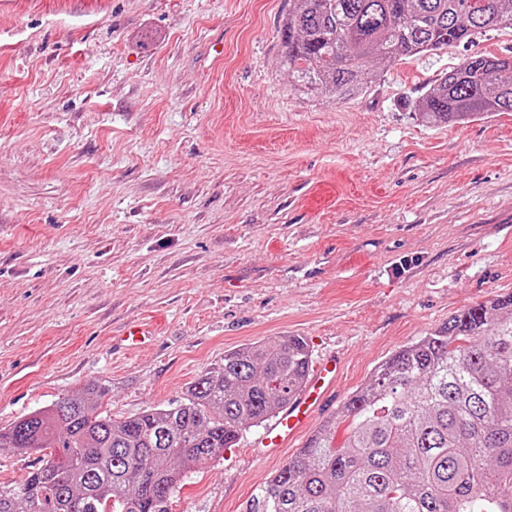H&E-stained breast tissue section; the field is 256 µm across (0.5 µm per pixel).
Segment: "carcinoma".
<instances>
[{
  "instance_id": "1",
  "label": "carcinoma",
  "mask_w": 512,
  "mask_h": 512,
  "mask_svg": "<svg viewBox=\"0 0 512 512\" xmlns=\"http://www.w3.org/2000/svg\"><path fill=\"white\" fill-rule=\"evenodd\" d=\"M280 68L301 92L352 98L373 62L512 30V0H295ZM429 123L512 112V58L474 55L418 104ZM304 338L224 355L179 404L123 421L98 379L0 429V453H43L0 512H170L194 465L237 444L300 389ZM345 437L334 445L338 429ZM260 512H512V293L451 317L380 364L262 490Z\"/></svg>"
}]
</instances>
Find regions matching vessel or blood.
<instances>
[{
    "mask_svg": "<svg viewBox=\"0 0 512 512\" xmlns=\"http://www.w3.org/2000/svg\"><path fill=\"white\" fill-rule=\"evenodd\" d=\"M339 363L329 356L315 365L300 392L285 411L270 425L262 439L268 448H278L303 430L324 393L334 386Z\"/></svg>",
    "mask_w": 512,
    "mask_h": 512,
    "instance_id": "vessel-or-blood-1",
    "label": "vessel or blood"
}]
</instances>
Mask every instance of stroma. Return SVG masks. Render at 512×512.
Segmentation results:
<instances>
[{
  "label": "stroma",
  "mask_w": 512,
  "mask_h": 512,
  "mask_svg": "<svg viewBox=\"0 0 512 512\" xmlns=\"http://www.w3.org/2000/svg\"><path fill=\"white\" fill-rule=\"evenodd\" d=\"M293 0H0V428L110 381L114 420L181 401L225 352L303 337L376 366L512 293V112L414 108L495 30L352 100L279 66ZM151 324L132 351L123 330ZM262 428L189 470L170 512H250L305 446Z\"/></svg>",
  "instance_id": "35a3bbf8"
}]
</instances>
